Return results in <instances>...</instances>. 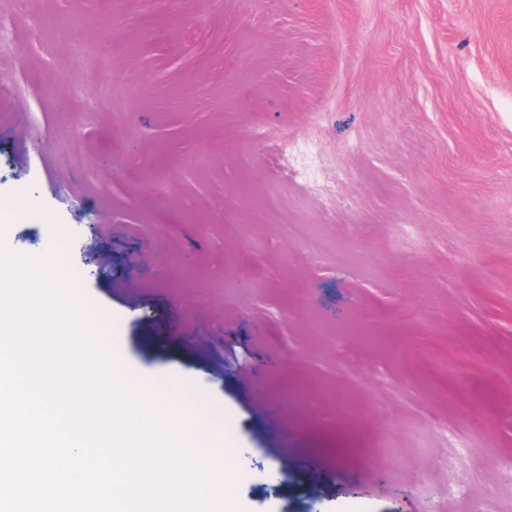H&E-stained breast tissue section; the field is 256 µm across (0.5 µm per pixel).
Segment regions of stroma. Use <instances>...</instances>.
<instances>
[{"instance_id": "stroma-1", "label": "stroma", "mask_w": 512, "mask_h": 512, "mask_svg": "<svg viewBox=\"0 0 512 512\" xmlns=\"http://www.w3.org/2000/svg\"><path fill=\"white\" fill-rule=\"evenodd\" d=\"M1 22L0 240L80 270L107 351L228 441L240 512H512V0Z\"/></svg>"}]
</instances>
